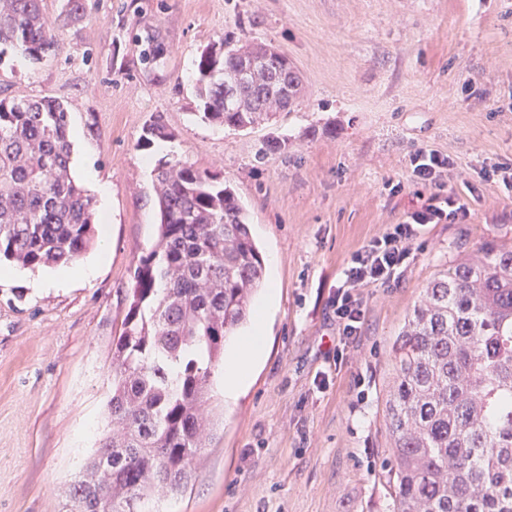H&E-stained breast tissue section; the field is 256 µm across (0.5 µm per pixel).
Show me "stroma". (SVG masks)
Wrapping results in <instances>:
<instances>
[{
    "label": "stroma",
    "mask_w": 512,
    "mask_h": 512,
    "mask_svg": "<svg viewBox=\"0 0 512 512\" xmlns=\"http://www.w3.org/2000/svg\"><path fill=\"white\" fill-rule=\"evenodd\" d=\"M65 3L43 0L50 58L0 57V97L67 107L72 170L92 166L89 193L108 190L96 227L110 250L81 256L97 265L88 284L52 288L53 269L17 265L0 280V512H60L108 430L112 343L157 238L163 157L236 189L279 293L262 361L160 512H389L392 344L434 276L512 240V190L484 177L512 160V0H86L76 23ZM227 36L288 56L303 83L292 111L245 130L199 119L200 55ZM157 115L171 138L140 146ZM276 137L286 149L265 151ZM421 148L450 158L438 190L468 217L423 227L396 279L356 287L364 317L341 343L336 293L353 255L438 191L412 176Z\"/></svg>",
    "instance_id": "stroma-1"
}]
</instances>
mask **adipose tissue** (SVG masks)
Segmentation results:
<instances>
[{"label":"adipose tissue","mask_w":512,"mask_h":512,"mask_svg":"<svg viewBox=\"0 0 512 512\" xmlns=\"http://www.w3.org/2000/svg\"><path fill=\"white\" fill-rule=\"evenodd\" d=\"M265 349V314L256 312L249 334L232 344L224 362V398L236 402Z\"/></svg>","instance_id":"1"}]
</instances>
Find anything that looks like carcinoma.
Here are the masks:
<instances>
[{
	"label": "carcinoma",
	"mask_w": 512,
	"mask_h": 512,
	"mask_svg": "<svg viewBox=\"0 0 512 512\" xmlns=\"http://www.w3.org/2000/svg\"><path fill=\"white\" fill-rule=\"evenodd\" d=\"M41 0H0V56L52 54ZM264 45L228 40L197 64L201 120L234 130L289 112L300 91L282 55L240 78ZM168 136L162 116L140 144ZM69 112L50 97L0 99V263L68 264L94 240L95 199L71 172ZM155 247L134 269L112 348V433L62 512H138L185 490L216 431L210 378L247 324L265 266L235 190L180 160L154 168ZM384 465L390 512H512V243L490 242L424 289L393 345Z\"/></svg>",
	"instance_id": "carcinoma-1"
}]
</instances>
